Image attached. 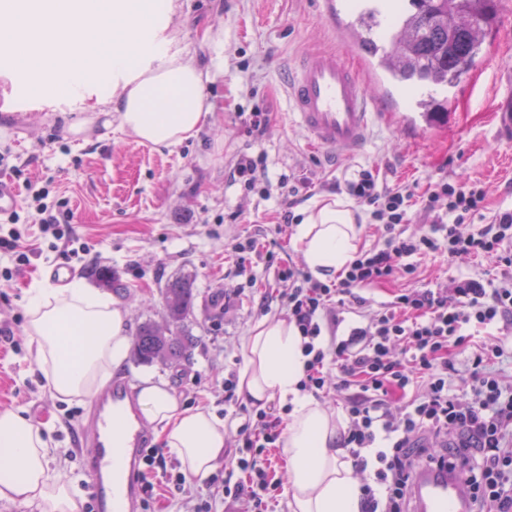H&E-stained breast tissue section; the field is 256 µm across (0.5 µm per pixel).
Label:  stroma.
<instances>
[{"mask_svg": "<svg viewBox=\"0 0 512 512\" xmlns=\"http://www.w3.org/2000/svg\"><path fill=\"white\" fill-rule=\"evenodd\" d=\"M175 3L169 34L186 61L211 73L205 94L214 108L195 137L162 148L119 131L105 134L99 119L85 134H74L73 114L22 93L30 71L0 68V151L10 150L25 165L16 187L28 179H52L51 198L67 200L88 249L72 263L75 278H84L93 264L109 268L114 282L129 288L112 296L128 310L129 329L147 320L164 323L165 283L182 276L193 280L197 296L186 326L202 343L192 360L141 364L131 356L119 373L136 386L146 377L166 382L186 406L220 414L224 378L263 316L260 295L275 289L281 261L304 264L291 237L275 230L286 198L241 189L232 177L238 154L264 151L274 178L293 171L332 182L365 168L377 171L381 184H406L419 195L440 178L477 179L487 190L484 216L512 207V141L482 104L483 97L511 90L494 75L512 70V0H501L493 15L490 26L499 36L487 41L479 65L452 96L444 130L411 140L388 118L375 126L361 153L336 160L308 148L286 96L288 72L302 55L337 46L315 0ZM254 109L270 118L260 135L238 116ZM251 236L262 246L250 256L252 286L236 276L231 251L232 244ZM54 264L51 258L36 259L12 281H0V324L9 323L14 332L13 342L0 340V411L20 408L34 424L50 425L59 468L80 481L88 450L75 446L74 439L93 405L51 397L30 361L24 332L26 294L49 284ZM498 273L482 258L451 264L435 253L419 258L416 278L378 284L367 295L387 302L405 288H449L468 277L486 280Z\"/></svg>", "mask_w": 512, "mask_h": 512, "instance_id": "35a3bbf8", "label": "stroma"}]
</instances>
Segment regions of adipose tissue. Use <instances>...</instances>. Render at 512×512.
Returning a JSON list of instances; mask_svg holds the SVG:
<instances>
[{
  "instance_id": "1",
  "label": "adipose tissue",
  "mask_w": 512,
  "mask_h": 512,
  "mask_svg": "<svg viewBox=\"0 0 512 512\" xmlns=\"http://www.w3.org/2000/svg\"><path fill=\"white\" fill-rule=\"evenodd\" d=\"M173 12L174 0H0V60L35 67L42 99L114 108L122 133L169 147L194 137L212 111L203 70L169 48ZM302 213L294 245L314 276L355 259L362 230L347 201L315 199ZM27 315L31 361L58 401L93 399L128 357L127 310L82 280L31 289ZM243 356L240 394L260 408L274 400L289 407L282 438L289 512H360L343 419L299 389L306 358L297 328L261 319ZM136 403L186 476L202 481L223 464V418L181 405L162 381L144 380ZM0 501L22 512H79L82 503L56 465L50 429L21 409L0 412Z\"/></svg>"
}]
</instances>
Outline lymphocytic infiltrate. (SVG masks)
Here are the masks:
<instances>
[{"mask_svg":"<svg viewBox=\"0 0 512 512\" xmlns=\"http://www.w3.org/2000/svg\"><path fill=\"white\" fill-rule=\"evenodd\" d=\"M233 178L245 191L271 196L287 189L297 196L306 179L280 175L271 180L263 152L238 155ZM366 207L370 223L384 243L360 253L336 281L325 283L288 265L278 271L276 298L305 339L308 358L301 391L316 398L336 396L348 416L343 436L358 473L372 472L362 482L361 512H409V484L424 465L458 472L478 512H512V386H502L488 363L504 353L502 344L475 341L474 329L512 334V208L496 212L475 232L462 234L484 209L480 181L431 182L421 205L432 218L430 232L410 234L409 209L414 196L406 185H381L372 170H360L342 186ZM48 187L30 189L25 208L36 209L42 235L61 242L70 258L77 236L73 215L63 202L48 203ZM19 211L0 225V255L9 266L0 279L11 281L41 256L20 224ZM446 251L452 264L483 256L501 270L496 282L468 278L452 290L411 289L390 304L373 306L362 289L393 277L414 276V257ZM351 306L358 318L340 339H325L324 322L332 306ZM465 356L467 376L456 369ZM239 457L243 478L223 482L222 489L192 500L184 476L169 493L184 512H219L224 501L245 500L253 512H266L265 498L275 483L269 453L280 447L284 419L277 410L238 409Z\"/></svg>","mask_w":512,"mask_h":512,"instance_id":"lymphocytic-infiltrate-1","label":"lymphocytic infiltrate"}]
</instances>
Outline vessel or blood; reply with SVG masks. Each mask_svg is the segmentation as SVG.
I'll list each match as a JSON object with an SVG mask.
<instances>
[{
	"label": "vessel or blood",
	"instance_id": "obj_1",
	"mask_svg": "<svg viewBox=\"0 0 512 512\" xmlns=\"http://www.w3.org/2000/svg\"><path fill=\"white\" fill-rule=\"evenodd\" d=\"M317 5L338 47L306 54L288 82V101L311 147L350 155L364 147L380 116L378 83L361 63L365 47L336 25L337 0H317ZM128 394L123 383L102 393L88 429L81 434L82 443L92 449L86 472L94 512H134L140 493L136 450L145 441L125 414ZM410 494L412 512H473L469 494L445 468H420Z\"/></svg>",
	"mask_w": 512,
	"mask_h": 512
}]
</instances>
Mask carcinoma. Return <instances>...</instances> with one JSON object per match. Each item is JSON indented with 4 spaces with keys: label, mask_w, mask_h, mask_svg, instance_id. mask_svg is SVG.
Returning <instances> with one entry per match:
<instances>
[{
    "label": "carcinoma",
    "mask_w": 512,
    "mask_h": 512,
    "mask_svg": "<svg viewBox=\"0 0 512 512\" xmlns=\"http://www.w3.org/2000/svg\"><path fill=\"white\" fill-rule=\"evenodd\" d=\"M492 0H401L393 23L391 48L374 62L393 86L425 89L411 106L424 117L444 105L427 93L458 85L471 71L488 36ZM168 321L143 323L137 333L135 356L143 364L191 360L194 336L183 330L194 292L185 278L169 280L162 289Z\"/></svg>",
    "instance_id": "carcinoma-1"
}]
</instances>
